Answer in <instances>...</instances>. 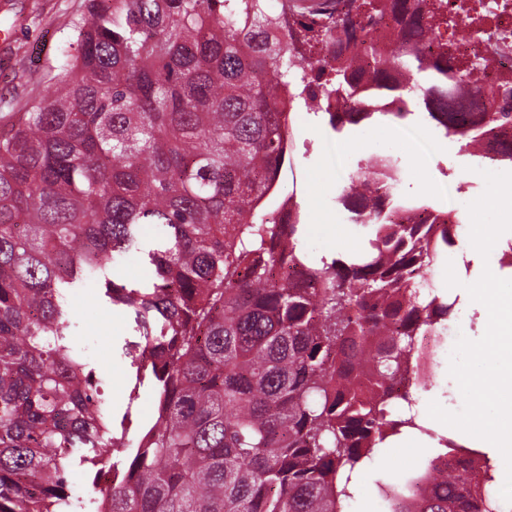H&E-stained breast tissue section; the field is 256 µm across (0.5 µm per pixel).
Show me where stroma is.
I'll use <instances>...</instances> for the list:
<instances>
[{
  "mask_svg": "<svg viewBox=\"0 0 512 512\" xmlns=\"http://www.w3.org/2000/svg\"><path fill=\"white\" fill-rule=\"evenodd\" d=\"M83 8L84 0H0V32L10 35L9 40L0 41V131H8L21 120L26 101L44 95L49 71L73 38L62 21ZM292 137L294 148L290 162L282 168L279 190L296 194L307 226L303 247L316 258L362 250V237L345 223L334 197L358 163L373 155L398 157L402 192L426 197L441 207L465 211L485 188L484 182L468 178L469 169L480 166V159L420 114L404 121L377 118L336 134L320 118L301 112ZM69 304L77 325L72 344L95 367L108 405L122 410L132 375L116 347L126 334V321L111 307L98 303L90 290L73 294ZM423 343L435 349L438 365L432 370L431 385L411 389L420 418H427V407L433 401L447 410H460L463 399L448 373L445 338L427 336ZM419 440V434L410 433L388 438L374 448L354 479V496L346 512H387L381 486H403L426 465V455L415 449Z\"/></svg>",
  "mask_w": 512,
  "mask_h": 512,
  "instance_id": "obj_1",
  "label": "stroma"
}]
</instances>
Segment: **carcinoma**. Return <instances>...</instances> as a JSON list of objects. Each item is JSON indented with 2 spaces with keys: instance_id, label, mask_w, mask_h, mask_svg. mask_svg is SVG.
<instances>
[{
  "instance_id": "obj_1",
  "label": "carcinoma",
  "mask_w": 512,
  "mask_h": 512,
  "mask_svg": "<svg viewBox=\"0 0 512 512\" xmlns=\"http://www.w3.org/2000/svg\"><path fill=\"white\" fill-rule=\"evenodd\" d=\"M347 2L85 0L67 21L78 53L0 133V512H344L376 445L427 432L388 407L430 383L419 337L457 300L420 288L462 216L375 155L336 189L367 248L311 259L276 189L289 128L300 106L341 134L412 102L512 166V94L454 68L435 4ZM87 288L128 320L120 414L71 343ZM440 442L388 512H505L485 454ZM75 466L96 495L71 494Z\"/></svg>"
}]
</instances>
